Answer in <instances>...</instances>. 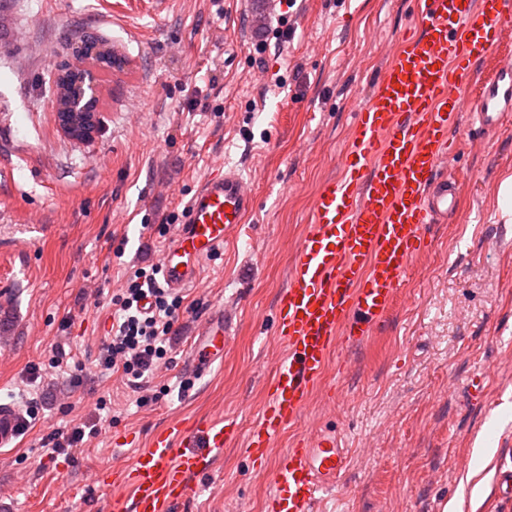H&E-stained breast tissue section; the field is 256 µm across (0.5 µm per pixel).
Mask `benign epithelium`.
Masks as SVG:
<instances>
[{
    "mask_svg": "<svg viewBox=\"0 0 512 512\" xmlns=\"http://www.w3.org/2000/svg\"><path fill=\"white\" fill-rule=\"evenodd\" d=\"M59 82L62 87L57 99L59 127L75 140L91 139L100 125L94 74L85 66L64 65Z\"/></svg>",
    "mask_w": 512,
    "mask_h": 512,
    "instance_id": "1",
    "label": "benign epithelium"
}]
</instances>
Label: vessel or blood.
Wrapping results in <instances>:
<instances>
[{
	"mask_svg": "<svg viewBox=\"0 0 512 512\" xmlns=\"http://www.w3.org/2000/svg\"><path fill=\"white\" fill-rule=\"evenodd\" d=\"M415 34L390 54L383 73L354 110L342 173L326 180L311 204L309 228L275 309L284 347L246 452L263 467L275 440L298 422L333 351L367 341L387 319L429 225L456 207V182L439 177L450 156L448 133L471 112L498 133L512 117V62L499 65L474 101L463 90L474 66L512 31V0H415ZM254 195L232 169L203 180L188 201L181 230L159 265L170 291L198 282L223 247L230 226L245 223ZM224 311L214 309L192 346L190 369L203 375L224 360ZM25 418L0 403V447H14ZM227 417L177 425L154 437L131 466L98 472L101 485L124 484L129 498L110 512H181L198 481L235 442ZM348 468L338 435L323 433L283 451L269 474L267 512H314Z\"/></svg>",
	"mask_w": 512,
	"mask_h": 512,
	"instance_id": "obj_1",
	"label": "vessel or blood"
}]
</instances>
